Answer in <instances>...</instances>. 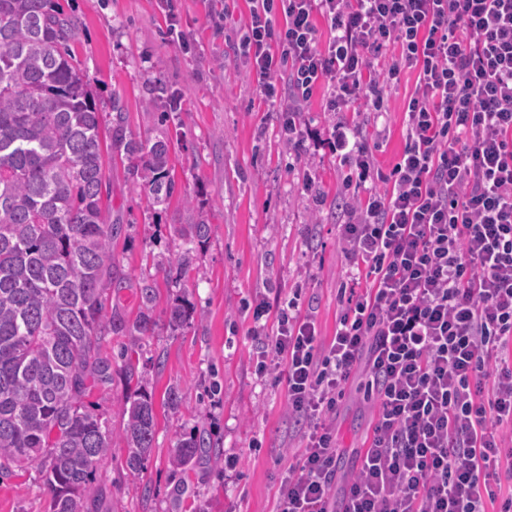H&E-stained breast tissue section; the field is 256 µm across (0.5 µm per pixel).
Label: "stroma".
I'll use <instances>...</instances> for the list:
<instances>
[{"label":"stroma","instance_id":"obj_1","mask_svg":"<svg viewBox=\"0 0 512 512\" xmlns=\"http://www.w3.org/2000/svg\"><path fill=\"white\" fill-rule=\"evenodd\" d=\"M79 23L73 45L93 91L117 100L129 128L144 139L167 134L171 174L178 188L167 205L151 206L121 160L105 161L103 199L124 289L107 308L126 321L139 312L138 283L156 285L151 333L109 336L112 379L88 403L107 419L112 451L98 466L87 497L95 512H273L288 468L298 465L301 434L288 416L284 384L255 373L260 343L253 310L298 298L312 311L322 343L336 334L346 303L341 291L349 262L338 237L347 198L363 195L357 177L337 157L334 126L363 128L376 165L390 172L405 146V107L417 80L402 69L385 111L356 105L327 109L319 87L297 118L300 142L287 140L278 105L265 101L239 50L247 0H64ZM178 97L175 111L149 106L155 84ZM205 211L210 236L191 267L166 264L183 248L176 228ZM194 309L182 329L168 326L175 300ZM182 402L170 410L166 396ZM155 404V437L141 473L130 474L124 404L139 392ZM376 415L364 378L352 379L336 415L344 456L337 483L352 473L353 451L367 447ZM204 432L220 450L217 462L177 473L178 439ZM188 491L175 497L173 489ZM0 512H52L51 494L37 467L0 479Z\"/></svg>","mask_w":512,"mask_h":512}]
</instances>
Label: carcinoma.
<instances>
[{
    "mask_svg": "<svg viewBox=\"0 0 512 512\" xmlns=\"http://www.w3.org/2000/svg\"><path fill=\"white\" fill-rule=\"evenodd\" d=\"M78 35L60 0H0V475L37 466L53 512H85L84 492L111 448L107 421L84 403L111 376L103 339L143 336L153 325L156 287L146 278L133 323L103 303L122 287L112 273L116 227L104 222L103 152L131 162L128 174L152 205L175 192L168 138L137 137L115 101L102 145L101 109L72 53ZM209 230L200 210L180 232L188 244L180 270ZM192 317L175 303L168 325ZM128 403L126 465L137 474L152 448L155 414L145 392ZM212 453L206 437L192 435L178 442L173 470Z\"/></svg>",
    "mask_w": 512,
    "mask_h": 512,
    "instance_id": "cac0c4a2",
    "label": "carcinoma"
}]
</instances>
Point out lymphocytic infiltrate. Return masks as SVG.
Instances as JSON below:
<instances>
[{
	"mask_svg": "<svg viewBox=\"0 0 512 512\" xmlns=\"http://www.w3.org/2000/svg\"><path fill=\"white\" fill-rule=\"evenodd\" d=\"M241 47L265 99L287 88L294 112L320 84L331 111L377 112L402 69L418 72L391 189L358 130L332 131L369 186L339 226L350 270L335 336L320 346L291 302L262 338L256 372L284 380L304 439L274 512H330L331 415L360 369L376 421L341 512H512L498 481L512 479V0H250Z\"/></svg>",
	"mask_w": 512,
	"mask_h": 512,
	"instance_id": "lymphocytic-infiltrate-1",
	"label": "lymphocytic infiltrate"
}]
</instances>
